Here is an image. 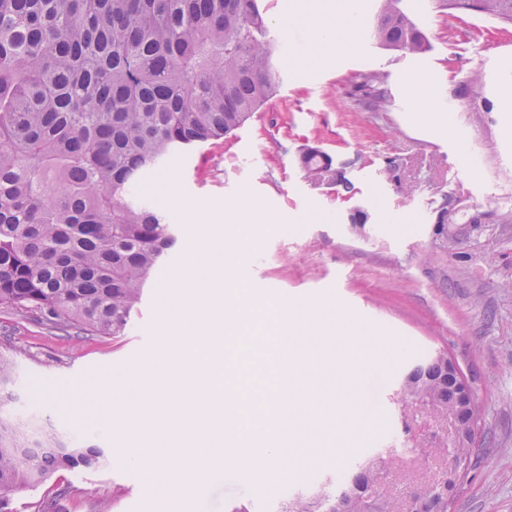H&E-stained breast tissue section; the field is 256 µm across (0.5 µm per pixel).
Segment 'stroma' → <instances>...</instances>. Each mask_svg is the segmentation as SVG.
Masks as SVG:
<instances>
[{"instance_id": "35a3bbf8", "label": "stroma", "mask_w": 512, "mask_h": 512, "mask_svg": "<svg viewBox=\"0 0 512 512\" xmlns=\"http://www.w3.org/2000/svg\"><path fill=\"white\" fill-rule=\"evenodd\" d=\"M295 3L264 0L272 33L285 45L276 96L227 138L173 158L141 182L140 194L168 210L178 243L147 285L126 336L66 333L0 308V356L15 364L6 413L36 416L66 437L105 447L90 438L91 418L74 409L75 397L105 371L147 362L165 334L158 291L182 264L193 221L224 239V207L243 198L248 221L237 233L226 285L243 289L244 298L223 331L225 389L274 384L273 299L325 296L378 340V363L354 395L372 425L345 430L341 451L299 461L278 484L251 479L253 497L242 496V476L228 472L177 512H276L301 487L342 478L363 461L405 502L410 486L441 476L433 458L440 436L417 406L401 401L398 385L411 364L438 351L468 377L481 426L452 512H512V224L498 221L512 209V31L479 13L438 11L436 0H402L428 40L425 53L358 39L332 50L293 17ZM374 72L387 96L381 112L359 103L357 84ZM475 72L482 85L474 95L463 85ZM478 96L491 111H474ZM311 148L332 160L343 186L306 178L301 156ZM167 181L194 212L170 203ZM403 185L411 195L400 193ZM449 198L487 217L480 244L461 241L470 254L463 264L434 235ZM356 217L363 226H353ZM387 455L403 467L383 465ZM57 489L64 492L59 512H155L153 486L113 460L58 471L15 496L8 510L37 512Z\"/></svg>"}]
</instances>
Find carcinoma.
Masks as SVG:
<instances>
[{"mask_svg": "<svg viewBox=\"0 0 512 512\" xmlns=\"http://www.w3.org/2000/svg\"><path fill=\"white\" fill-rule=\"evenodd\" d=\"M512 28V0H439ZM400 0H380L373 39L426 51ZM280 44L259 0H0V308L33 313L86 336L127 334L144 291L178 236L166 212L138 197L142 178L174 151L191 152L237 130L275 91ZM362 101L383 112L381 78L361 77ZM307 177L336 179L317 151ZM438 352L402 379L399 395L458 437L439 449L466 477L478 413L468 381ZM14 367L0 357V404ZM105 450L65 441L30 420L0 418V512L58 470L93 467ZM445 477L410 492V512H451ZM279 512H399L379 473L363 464L342 481L301 490Z\"/></svg>", "mask_w": 512, "mask_h": 512, "instance_id": "obj_1", "label": "carcinoma"}]
</instances>
